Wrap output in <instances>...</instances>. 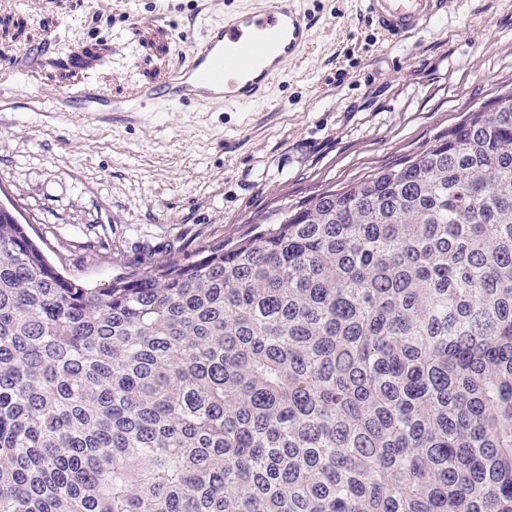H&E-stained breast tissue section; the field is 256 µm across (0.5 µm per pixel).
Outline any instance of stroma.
I'll return each mask as SVG.
<instances>
[{
	"instance_id": "1",
	"label": "stroma",
	"mask_w": 512,
	"mask_h": 512,
	"mask_svg": "<svg viewBox=\"0 0 512 512\" xmlns=\"http://www.w3.org/2000/svg\"><path fill=\"white\" fill-rule=\"evenodd\" d=\"M297 2L312 40L268 100L125 112L131 86L187 52L208 0H0V49L15 55L0 80V204L63 274L103 288L401 166L512 88V0H449L401 42L362 0ZM86 83L113 110L59 111L57 90Z\"/></svg>"
}]
</instances>
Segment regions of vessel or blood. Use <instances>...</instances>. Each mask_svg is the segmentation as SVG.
<instances>
[{"label":"vessel or blood","mask_w":512,"mask_h":512,"mask_svg":"<svg viewBox=\"0 0 512 512\" xmlns=\"http://www.w3.org/2000/svg\"><path fill=\"white\" fill-rule=\"evenodd\" d=\"M446 0H365L378 30L407 39L422 33ZM312 22L295 0H251L245 7L202 14L198 34L183 62L166 69L149 87H132L124 103L131 112L179 106L220 108L266 100L288 62L311 40ZM105 89L87 84L59 92L61 102L101 103Z\"/></svg>","instance_id":"b4317fda"}]
</instances>
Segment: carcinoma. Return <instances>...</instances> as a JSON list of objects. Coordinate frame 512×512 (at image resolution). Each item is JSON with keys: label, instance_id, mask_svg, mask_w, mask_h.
Instances as JSON below:
<instances>
[{"label": "carcinoma", "instance_id": "1", "mask_svg": "<svg viewBox=\"0 0 512 512\" xmlns=\"http://www.w3.org/2000/svg\"><path fill=\"white\" fill-rule=\"evenodd\" d=\"M503 102L105 288L0 208V512H512Z\"/></svg>", "mask_w": 512, "mask_h": 512}]
</instances>
